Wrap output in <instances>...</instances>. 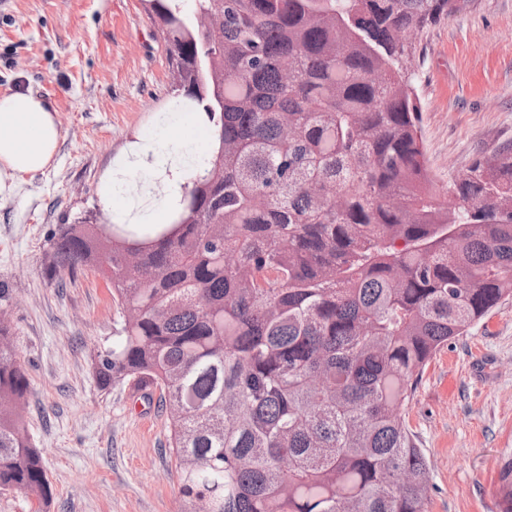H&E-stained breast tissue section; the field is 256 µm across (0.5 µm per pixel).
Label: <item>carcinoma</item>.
<instances>
[{"label": "carcinoma", "instance_id": "1", "mask_svg": "<svg viewBox=\"0 0 512 512\" xmlns=\"http://www.w3.org/2000/svg\"><path fill=\"white\" fill-rule=\"evenodd\" d=\"M182 2L149 11L214 126L208 167L168 224L58 225L46 278L111 285L123 336L93 372L160 390L178 512H426L403 409L431 357L512 297V144L449 180L448 203L410 79L409 37L471 0ZM11 342L0 311V489L46 512Z\"/></svg>", "mask_w": 512, "mask_h": 512}]
</instances>
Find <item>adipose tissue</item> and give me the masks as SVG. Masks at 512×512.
<instances>
[{"instance_id": "1", "label": "adipose tissue", "mask_w": 512, "mask_h": 512, "mask_svg": "<svg viewBox=\"0 0 512 512\" xmlns=\"http://www.w3.org/2000/svg\"><path fill=\"white\" fill-rule=\"evenodd\" d=\"M59 139L57 113L44 97L21 89L0 95V201L17 195L22 176L50 165ZM211 140L203 113H163L100 182V202L110 222L166 223L184 185L203 174ZM160 181L167 186L162 197L155 192Z\"/></svg>"}]
</instances>
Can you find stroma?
I'll use <instances>...</instances> for the list:
<instances>
[{"instance_id": "35a3bbf8", "label": "stroma", "mask_w": 512, "mask_h": 512, "mask_svg": "<svg viewBox=\"0 0 512 512\" xmlns=\"http://www.w3.org/2000/svg\"><path fill=\"white\" fill-rule=\"evenodd\" d=\"M411 65L422 140L438 190L476 158L512 143V0H472L416 36ZM49 99L58 150L0 202V299L31 379L28 433L54 490L48 512H177L179 476L158 397L134 383L100 389L93 356L121 336L105 280L64 287L46 264L58 225L103 224L98 184L160 113L173 112L164 46L142 0H0V93ZM427 458V512H499L512 461V299L426 365L404 412Z\"/></svg>"}]
</instances>
